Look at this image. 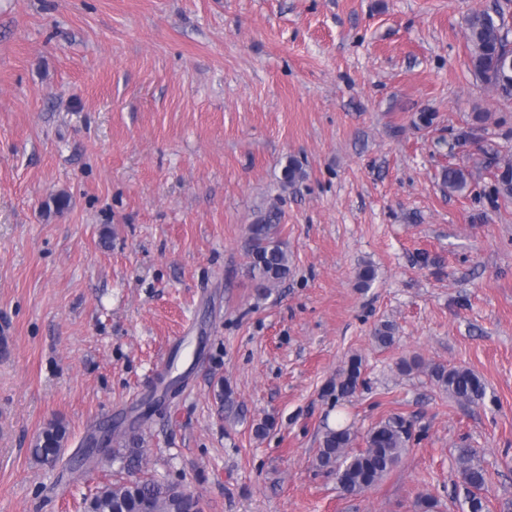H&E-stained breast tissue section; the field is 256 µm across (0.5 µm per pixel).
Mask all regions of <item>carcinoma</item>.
<instances>
[{"instance_id":"cac0c4a2","label":"carcinoma","mask_w":512,"mask_h":512,"mask_svg":"<svg viewBox=\"0 0 512 512\" xmlns=\"http://www.w3.org/2000/svg\"><path fill=\"white\" fill-rule=\"evenodd\" d=\"M469 68L499 96L512 98V67L500 62L505 54L507 38L503 25L486 10L471 12L466 20ZM305 178V171L294 159L283 170L282 186H292ZM469 173L458 167L443 172V185L448 192H462L468 186ZM280 211L269 208L255 223L248 225L250 263L248 273L264 293L288 278V250L278 238ZM430 376L448 395L460 403L479 404L485 386L473 372L450 368L442 363L428 366ZM361 377V364L355 358L341 369L332 385L336 397L356 390ZM65 430L51 424L37 437L32 455L41 461L58 458L62 453ZM355 434L349 426L324 431L316 468L336 477L340 491L357 496L371 490L401 460L409 441V429L399 417L372 428L365 439V448L355 451ZM457 465L461 482L470 488L467 498L469 512H486L485 499L476 495L486 483L483 468L476 462L471 448L457 449ZM88 512H200L199 499L179 489V485L155 479L105 486L89 499Z\"/></svg>"}]
</instances>
